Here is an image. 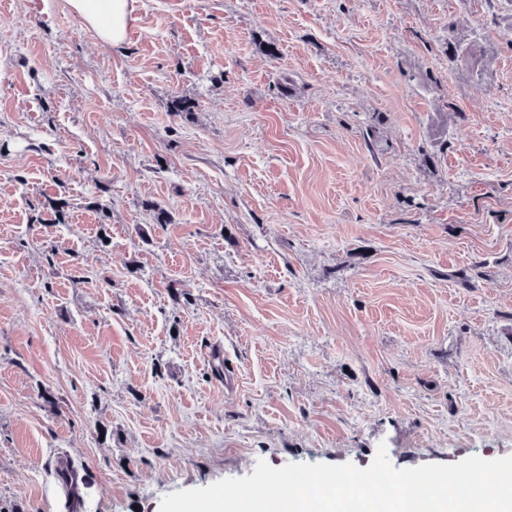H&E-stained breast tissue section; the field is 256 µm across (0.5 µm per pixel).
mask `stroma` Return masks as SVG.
Returning a JSON list of instances; mask_svg holds the SVG:
<instances>
[{"mask_svg": "<svg viewBox=\"0 0 512 512\" xmlns=\"http://www.w3.org/2000/svg\"><path fill=\"white\" fill-rule=\"evenodd\" d=\"M135 16L0 0V512L512 455V0ZM72 11L105 43L120 44L133 20L135 0H69Z\"/></svg>", "mask_w": 512, "mask_h": 512, "instance_id": "obj_1", "label": "stroma"}]
</instances>
